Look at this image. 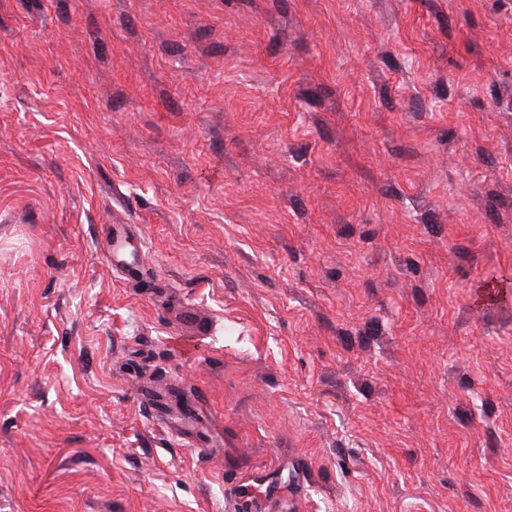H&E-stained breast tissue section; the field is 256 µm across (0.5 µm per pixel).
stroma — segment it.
<instances>
[{"label":"stroma","instance_id":"obj_1","mask_svg":"<svg viewBox=\"0 0 512 512\" xmlns=\"http://www.w3.org/2000/svg\"><path fill=\"white\" fill-rule=\"evenodd\" d=\"M510 272L512 0H0V512H512Z\"/></svg>","mask_w":512,"mask_h":512}]
</instances>
